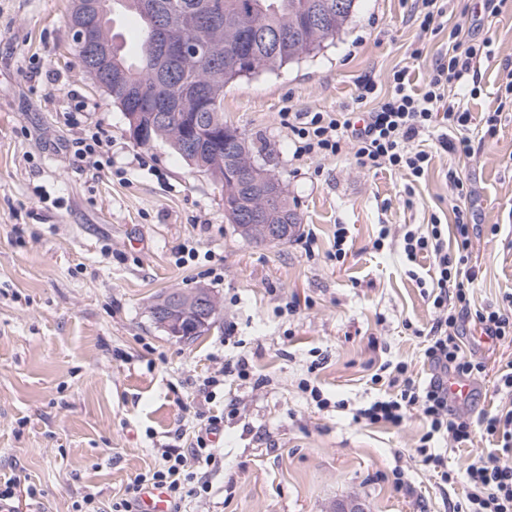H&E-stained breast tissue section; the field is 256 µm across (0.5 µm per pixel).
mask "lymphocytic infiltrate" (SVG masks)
Instances as JSON below:
<instances>
[{
  "label": "lymphocytic infiltrate",
  "mask_w": 512,
  "mask_h": 512,
  "mask_svg": "<svg viewBox=\"0 0 512 512\" xmlns=\"http://www.w3.org/2000/svg\"><path fill=\"white\" fill-rule=\"evenodd\" d=\"M450 36L454 44L447 58L437 60L423 92L412 88L404 68L393 72L391 90L385 95H378L374 82L362 85L360 100L377 101L363 124H356L348 112L282 113L281 123L293 137L296 154L320 157L348 148L363 167H386L414 178L421 177L432 161L431 154L416 146L424 135L436 134L442 150L474 156L472 139L462 133L469 113L443 108L442 103L448 85L466 80L492 51L488 42L464 38L461 27H454ZM452 130L458 131L457 139H449ZM455 230L451 237L438 223L427 231L407 225L395 232L390 225L381 226L374 248L388 243L399 246L410 267L422 257L432 261L417 282L429 289L435 313L423 349L433 373L427 381L417 380L408 363L401 361L388 374H374L373 382H386L392 392L358 408L353 418L398 427L419 415L426 425L418 446L425 465L433 467L444 484L461 479L468 486L457 512H512V463L506 460L512 454V362L501 366L497 374V390L503 396L500 409L474 420L448 401L449 378L471 380L485 370L484 364L468 358L460 345L467 324L478 326L492 342H512L511 309L471 307L469 288L476 275L468 261L476 227L460 209L455 212ZM222 422L216 415L203 418L194 446L187 452L162 449L159 461L135 478L124 498L106 504L88 493L75 502V512H135L141 491L149 486L164 489L171 512H182L188 498L209 490L208 475L217 461L209 437L220 430ZM478 427L498 437V452L470 463L465 473L450 470L444 456L430 453L431 444L439 440L449 441L455 448L466 447Z\"/></svg>",
  "instance_id": "obj_1"
}]
</instances>
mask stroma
Returning a JSON list of instances; mask_svg holds the SVG:
<instances>
[{
  "mask_svg": "<svg viewBox=\"0 0 512 512\" xmlns=\"http://www.w3.org/2000/svg\"><path fill=\"white\" fill-rule=\"evenodd\" d=\"M73 0H0V475L34 486L39 512H73L88 492L110 502L156 461L158 448L186 449L199 416L220 415L210 491L186 512H453L467 486L440 485L416 452L425 427L355 422L384 394L372 376L407 361L429 379L422 333L434 313L396 253L372 243L383 224H454V207L480 224L470 266L474 308L512 304V0L490 15L483 0H449L447 21L424 33L412 0H358L344 29L313 54L224 90V121L246 139L288 194L298 237L257 244L224 214V192L157 139L137 144L120 107L84 73L68 19ZM462 24L488 41L475 88L449 99L470 113L464 133L480 143L471 159L433 152L420 181L361 167L350 150L295 156L280 114L367 112L359 86L387 89L408 68L422 88L449 33ZM88 108L76 123L65 111ZM497 113L488 127L489 113ZM109 141L110 166L75 161L67 145L85 132ZM455 171L470 194L458 199ZM347 225L348 255L334 235ZM311 242H304V235ZM197 248L182 266L176 250ZM209 288L219 303L210 331L177 339L150 307L172 290ZM295 303L288 312L286 303ZM480 360L471 418L500 404L498 368L512 343L461 339ZM245 359L247 376L224 372ZM223 373L208 399L205 383ZM318 387L328 407L308 388Z\"/></svg>",
  "mask_w": 512,
  "mask_h": 512,
  "instance_id": "1",
  "label": "stroma"
}]
</instances>
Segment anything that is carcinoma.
<instances>
[{"label":"carcinoma","mask_w":512,"mask_h":512,"mask_svg":"<svg viewBox=\"0 0 512 512\" xmlns=\"http://www.w3.org/2000/svg\"><path fill=\"white\" fill-rule=\"evenodd\" d=\"M103 21L96 37L112 46L113 74L96 79L100 87L116 91V73L130 78L134 75L143 81L150 80L149 50L154 41L150 16L157 22L169 25L174 33L187 40L209 38L220 50L221 64H214L203 55L188 54L181 58L170 76L168 96L173 107L166 122L152 119V113H144L145 123L151 126L150 137L140 141L145 145L155 138H164L186 162L200 172L224 182V142L215 141L209 135L198 141L193 148L182 138L179 119L182 114L196 111L195 100L186 92V86L198 85L210 94L211 108L208 121L224 125V64L241 56L256 61L259 71H273L291 64L303 55H310L321 48L325 40L336 36L348 22L356 8V0H345L344 8L336 11L321 26H305L297 36L288 40V50L273 52L261 42H252L236 20L245 16V23L261 29L283 28L293 24L313 9H322L329 0H98ZM132 12L141 24V52L136 62H130L122 45L112 33L116 11Z\"/></svg>","instance_id":"obj_1"}]
</instances>
